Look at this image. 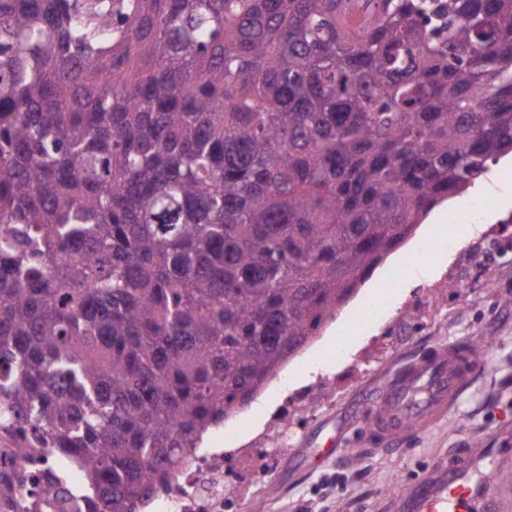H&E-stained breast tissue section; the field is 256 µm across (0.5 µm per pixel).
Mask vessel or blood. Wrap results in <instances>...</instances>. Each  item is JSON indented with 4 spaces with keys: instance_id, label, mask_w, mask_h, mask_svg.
Listing matches in <instances>:
<instances>
[{
    "instance_id": "obj_1",
    "label": "vessel or blood",
    "mask_w": 512,
    "mask_h": 512,
    "mask_svg": "<svg viewBox=\"0 0 512 512\" xmlns=\"http://www.w3.org/2000/svg\"><path fill=\"white\" fill-rule=\"evenodd\" d=\"M467 343L451 344L406 367L367 409L369 428L380 443L395 442L407 429L422 430L445 416L478 370ZM471 462L421 479L403 512H500V499L474 482Z\"/></svg>"
}]
</instances>
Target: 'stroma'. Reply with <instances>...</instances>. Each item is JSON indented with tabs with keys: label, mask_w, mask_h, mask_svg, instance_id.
I'll return each mask as SVG.
<instances>
[{
	"label": "stroma",
	"mask_w": 512,
	"mask_h": 512,
	"mask_svg": "<svg viewBox=\"0 0 512 512\" xmlns=\"http://www.w3.org/2000/svg\"><path fill=\"white\" fill-rule=\"evenodd\" d=\"M496 186L471 187L448 202V221L474 226L455 250L434 241L428 274L411 257L418 240L392 252L371 277L384 289L387 316L352 315L369 286L305 347L281 379L237 414L223 442L239 464L237 494L224 512H400L414 483L470 452L474 480L512 502V166L491 165ZM491 198L473 216L474 199ZM408 288L387 285L390 274ZM491 338L481 368L447 417L393 445L368 452L360 413L405 362L451 342Z\"/></svg>",
	"instance_id": "obj_1"
}]
</instances>
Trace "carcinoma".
Segmentation results:
<instances>
[{
    "instance_id": "1",
    "label": "carcinoma",
    "mask_w": 512,
    "mask_h": 512,
    "mask_svg": "<svg viewBox=\"0 0 512 512\" xmlns=\"http://www.w3.org/2000/svg\"><path fill=\"white\" fill-rule=\"evenodd\" d=\"M512 152V0H0V512H141Z\"/></svg>"
}]
</instances>
